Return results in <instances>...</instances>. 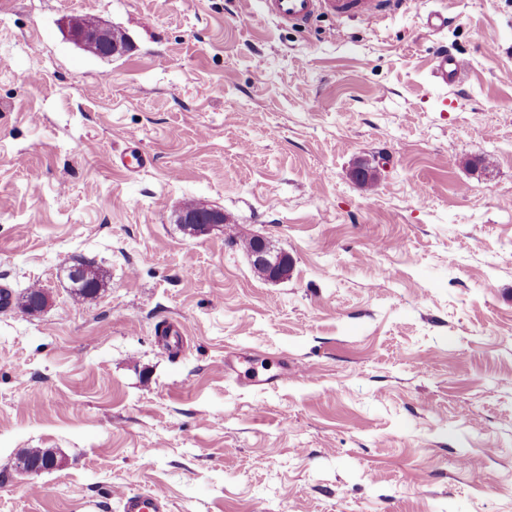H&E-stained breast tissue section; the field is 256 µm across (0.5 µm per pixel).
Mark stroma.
I'll list each match as a JSON object with an SVG mask.
<instances>
[{
	"label": "stroma",
	"mask_w": 512,
	"mask_h": 512,
	"mask_svg": "<svg viewBox=\"0 0 512 512\" xmlns=\"http://www.w3.org/2000/svg\"><path fill=\"white\" fill-rule=\"evenodd\" d=\"M84 13L128 51L77 46ZM189 200L226 223L185 234ZM2 289L0 512H512V0L304 29L259 0H0ZM466 69L463 59L448 54V50L441 49L436 54L434 76L442 85L460 84L462 75ZM252 237L256 239L254 249L249 253L253 267L262 269L270 281L287 278L292 266V260L288 253L275 252L263 237ZM75 266L83 267L80 281H73L71 278L72 269ZM69 271L68 278L72 283L74 296L78 299H89L95 297L102 288L103 279L97 269L90 264L78 263ZM123 512H169L168 500L162 492H123L120 495Z\"/></svg>",
	"instance_id": "obj_1"
}]
</instances>
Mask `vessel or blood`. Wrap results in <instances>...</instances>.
Listing matches in <instances>:
<instances>
[{
	"mask_svg": "<svg viewBox=\"0 0 512 512\" xmlns=\"http://www.w3.org/2000/svg\"><path fill=\"white\" fill-rule=\"evenodd\" d=\"M264 13L290 24L306 25L314 15L326 14L338 20L356 18L366 23L407 10L410 0H260ZM466 69L463 59L439 50L434 76L440 84L460 83ZM123 512H169L168 500L160 492H125L120 496Z\"/></svg>",
	"mask_w": 512,
	"mask_h": 512,
	"instance_id": "1",
	"label": "vessel or blood"
}]
</instances>
